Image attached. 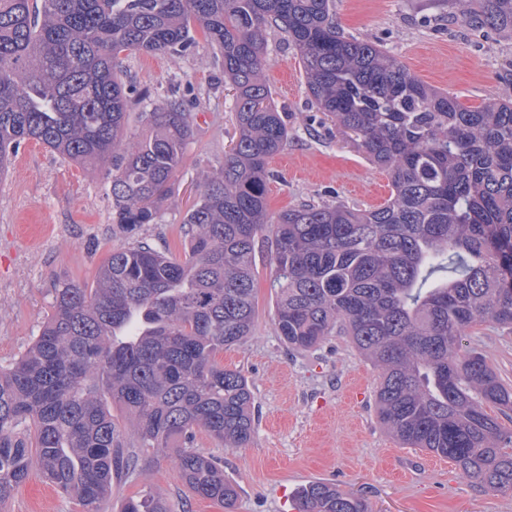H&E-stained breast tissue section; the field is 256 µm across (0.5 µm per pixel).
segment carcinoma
Instances as JSON below:
<instances>
[{
  "label": "carcinoma",
  "instance_id": "carcinoma-1",
  "mask_svg": "<svg viewBox=\"0 0 512 512\" xmlns=\"http://www.w3.org/2000/svg\"><path fill=\"white\" fill-rule=\"evenodd\" d=\"M443 2L512 41V0ZM272 29L299 55L322 123L388 176L386 203L268 212L270 163L290 140L264 77ZM196 31L234 90L235 140L184 215V255L147 241L111 251L92 283L58 284L37 336L0 367V504L36 463L83 512H105L112 481L172 448L190 493L233 508L237 486L196 436L253 440V394L219 355L252 333L262 246L287 348L351 337L380 369L378 418L401 445L511 493L512 433L488 408L511 412L512 384L478 349L459 351L482 324L512 332V101L461 105L392 50L342 35L333 0H0V174L28 140L78 165L109 163L112 223L129 235L156 223L193 118L177 94L126 84L121 64L183 55ZM299 501L302 512H371L322 482ZM122 512L173 509L146 491Z\"/></svg>",
  "mask_w": 512,
  "mask_h": 512
}]
</instances>
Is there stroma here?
<instances>
[{
    "label": "stroma",
    "mask_w": 512,
    "mask_h": 512,
    "mask_svg": "<svg viewBox=\"0 0 512 512\" xmlns=\"http://www.w3.org/2000/svg\"><path fill=\"white\" fill-rule=\"evenodd\" d=\"M335 11L341 33L387 45L414 76L463 105L504 98L512 86L503 70L512 42L449 18L442 0H335ZM123 71L127 84L153 95L174 88L184 94L194 119L184 165L157 223L132 238L112 227L105 170L82 169L33 141L19 146L0 176V365L18 358L36 336L59 282L92 281L112 250L138 237L182 255L185 212L199 183L224 162L234 134L232 94L222 59L204 35L183 56L140 55L125 60ZM265 74L292 134L271 162L269 211L307 201L358 208L385 203L387 176L320 125L299 57L277 31L269 36ZM257 269L253 332L222 357L253 391L254 439L248 447L224 449L206 433L196 437L200 449L223 459L238 487L229 512H292L296 492L311 482L360 494L373 512H512V493L482 492L448 458L397 444L376 413L379 371L350 337H329L310 352L287 350L273 321L271 269L262 258ZM475 345L512 380V333L486 324L461 340L462 349ZM149 490L185 512H228L219 501L189 496L165 448L140 456L136 480L113 484L110 512ZM0 512L78 508L34 471Z\"/></svg>",
    "instance_id": "1"
}]
</instances>
